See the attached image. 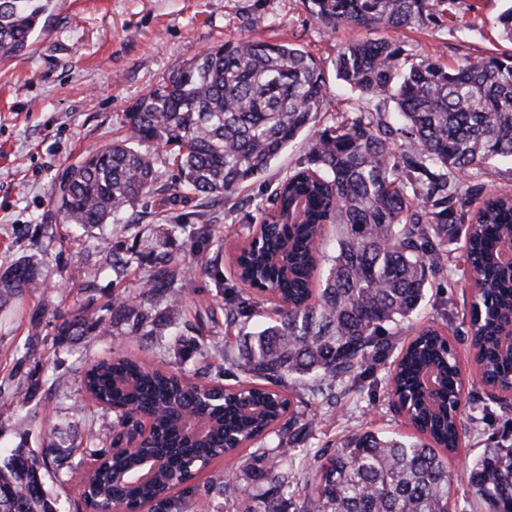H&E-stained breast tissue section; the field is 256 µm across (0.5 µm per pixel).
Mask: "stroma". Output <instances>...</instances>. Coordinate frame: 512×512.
Returning a JSON list of instances; mask_svg holds the SVG:
<instances>
[{
	"instance_id": "35a3bbf8",
	"label": "stroma",
	"mask_w": 512,
	"mask_h": 512,
	"mask_svg": "<svg viewBox=\"0 0 512 512\" xmlns=\"http://www.w3.org/2000/svg\"><path fill=\"white\" fill-rule=\"evenodd\" d=\"M500 7V0H456L450 24L428 23L392 30L388 36L410 53L450 65L466 56L505 52L512 43L500 39L491 24ZM455 23L471 26L467 42L458 43L451 29ZM368 36L364 29H332L319 23L305 0H53L27 54L0 61V261L25 254L40 262L54 291L55 307L40 319L44 343L27 367L42 377H64L58 390L37 397L25 428H18L15 417H0V446L23 442L50 459L65 454V468L50 469L46 487L59 495L66 512H86L81 487L91 464L85 443L92 439L109 446L115 421L111 411L94 407L86 397L81 384L84 366L116 354L134 355L190 378L199 366L197 360L184 361L164 352L150 339L114 334L109 302L118 291L140 288L141 273L132 270L119 277L100 271L103 241L144 247L155 224L209 225L221 250L218 275L225 285H234L233 258L257 228V205L271 183L303 161L307 139L302 136L291 143L265 175L228 202L171 195L176 172L158 164L161 192L139 202L141 223H130L124 214L112 228L52 247L44 225H52L59 238L68 231L55 208L63 171L82 153L108 144L118 134L124 113L182 62L242 38L285 40L309 51L329 83L327 114L367 109V100L336 79L334 65L343 47ZM88 280L95 285L91 304L81 292ZM473 295L471 288L436 277L429 280L423 303L425 320L446 319L460 368L470 379L477 372L467 334ZM39 303V296L29 294L0 310V393L13 391L6 378ZM86 306L100 321L102 336L57 344L56 327L62 318ZM389 368V363H381L365 380L363 393L347 395L336 405L316 400L304 404L316 423L309 447H340L362 428L389 435L408 433L405 419L386 395ZM472 394L474 403L461 414L467 435L457 454L448 458L454 491L451 512H484L470 492L468 463L485 449L512 442V408L491 402L481 387H474Z\"/></svg>"
}]
</instances>
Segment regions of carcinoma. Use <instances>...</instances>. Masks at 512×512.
Listing matches in <instances>:
<instances>
[{
	"label": "carcinoma",
	"instance_id": "1",
	"mask_svg": "<svg viewBox=\"0 0 512 512\" xmlns=\"http://www.w3.org/2000/svg\"><path fill=\"white\" fill-rule=\"evenodd\" d=\"M323 25L366 30L399 29L436 22L453 0H306ZM492 20L502 39L512 42V0ZM52 0H0V59L26 54ZM336 77L373 103L372 109L338 112L323 119L326 80L311 55L288 42L245 39L210 49L175 68L159 87L124 114L123 137L71 164L61 180L57 210L74 230L109 224L112 218L156 192L154 150L167 149L176 166L175 190L185 195L229 198L265 174L302 132L310 143L301 166L276 183L262 211V242L241 248L240 282L264 285L275 298L265 322L246 326L257 306L234 287L224 293V366L221 377L240 373L288 387L310 381L314 398L329 401L340 385L361 391L362 377L393 350L392 338L420 320L427 273L461 285L472 281L477 295L468 332L486 382L512 380V267L499 260L512 248V195L488 197L469 215L475 188L466 184L495 161L512 162V56L464 58L444 65L406 53L391 41L362 39L336 57ZM395 112H386L387 103ZM409 138L400 150L394 130ZM189 232L193 256L173 260L166 245L147 253L136 249L106 253L104 267L116 274L144 270L142 288L112 300V324L126 336L181 338L174 323L157 322L148 308L160 299L172 316L192 282L215 272L219 255L206 248L209 228L169 224L168 239ZM464 235L463 264L452 256ZM47 288L39 263L21 256L0 272V299ZM208 323L193 327L191 352L206 364L217 351ZM100 323L78 313L62 320L56 339L65 343L98 336ZM415 331V330H413ZM41 343L38 322H30L14 365L20 398L5 407L27 406L57 377L21 373ZM402 382L410 396L408 423L415 434L387 436L371 431L351 435L340 448L307 449L300 467L294 447L308 440L314 418L296 411L286 417L243 397L242 383L228 393L242 401L209 407L196 398L198 384L127 356L89 364L85 391L97 406L127 408L119 421L133 434L139 418H152L157 436L133 453L112 454L89 441L94 461L87 473L102 504L157 503L158 512H184L195 503L207 512L211 497L228 484L191 485L189 463L198 467L238 449L224 447L237 433L261 441L245 460L249 485L235 512H449L452 486L443 454L455 453L465 428L448 405L465 395L444 327L436 322L415 331L386 387ZM199 417L201 435L187 417ZM161 464L148 482L135 480L141 462ZM37 455L19 445L0 458V512H62L45 488ZM302 476L303 500L285 498L290 482ZM472 494L487 512H512V444L487 448L470 463Z\"/></svg>",
	"mask_w": 512,
	"mask_h": 512
}]
</instances>
